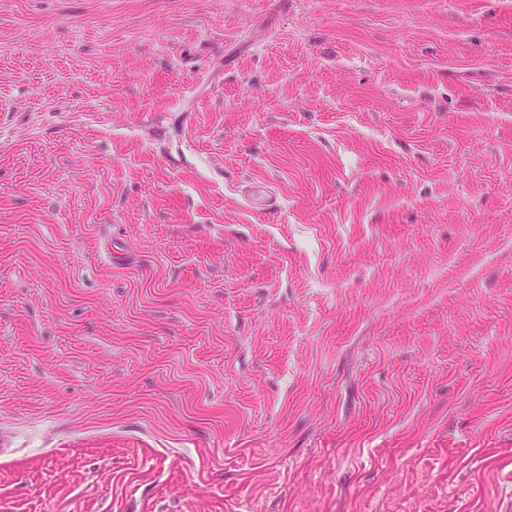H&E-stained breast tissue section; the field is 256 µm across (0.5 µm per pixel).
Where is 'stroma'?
I'll use <instances>...</instances> for the list:
<instances>
[{
	"instance_id": "stroma-1",
	"label": "stroma",
	"mask_w": 512,
	"mask_h": 512,
	"mask_svg": "<svg viewBox=\"0 0 512 512\" xmlns=\"http://www.w3.org/2000/svg\"><path fill=\"white\" fill-rule=\"evenodd\" d=\"M0 512H506L512 0H0Z\"/></svg>"
}]
</instances>
